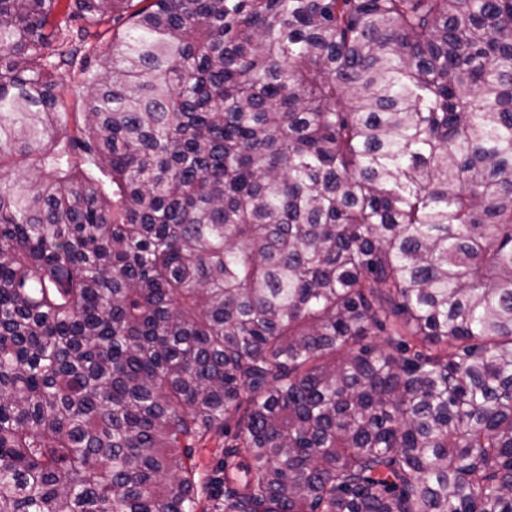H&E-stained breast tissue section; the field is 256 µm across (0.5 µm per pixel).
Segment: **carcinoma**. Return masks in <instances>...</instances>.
<instances>
[{
    "mask_svg": "<svg viewBox=\"0 0 512 512\" xmlns=\"http://www.w3.org/2000/svg\"><path fill=\"white\" fill-rule=\"evenodd\" d=\"M209 507L512 512V0H0V512ZM209 446L208 448H196L194 450L199 476L204 480L214 476L222 478L223 475L219 471L220 457L216 455L215 448Z\"/></svg>",
    "mask_w": 512,
    "mask_h": 512,
    "instance_id": "carcinoma-1",
    "label": "carcinoma"
}]
</instances>
